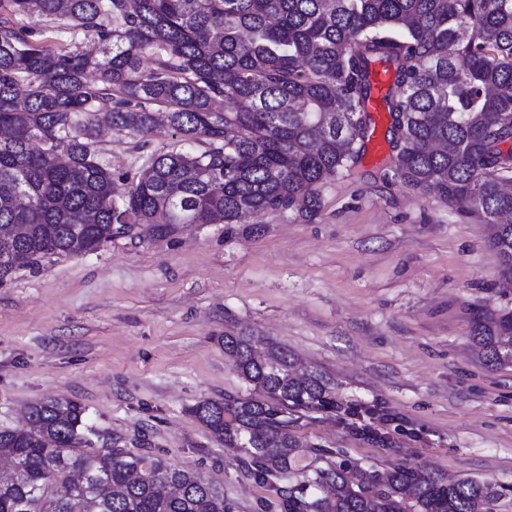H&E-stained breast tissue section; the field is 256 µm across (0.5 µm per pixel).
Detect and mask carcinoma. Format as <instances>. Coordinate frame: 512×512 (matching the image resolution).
I'll return each mask as SVG.
<instances>
[{
  "label": "carcinoma",
  "mask_w": 512,
  "mask_h": 512,
  "mask_svg": "<svg viewBox=\"0 0 512 512\" xmlns=\"http://www.w3.org/2000/svg\"><path fill=\"white\" fill-rule=\"evenodd\" d=\"M21 17L63 22L72 44L31 41ZM96 36L101 54L78 50ZM154 67L144 71V56ZM393 73L384 96L392 172L434 190L492 229L512 277V0H0V232L26 224L0 279L51 256L99 250L119 233L168 236L182 224H239L248 214L321 208L319 187L356 164L372 119L369 75ZM163 109L178 147L153 158L114 198L95 119L135 137ZM471 339L489 367L512 366V311L478 312ZM226 336L224 356L258 395L190 409L238 448L282 512H491L489 489L397 464L305 462L290 433L309 412L336 409V388L298 377L277 348ZM85 409L69 399L28 406L0 429V512H229L224 489L158 454L94 448Z\"/></svg>",
  "instance_id": "carcinoma-1"
}]
</instances>
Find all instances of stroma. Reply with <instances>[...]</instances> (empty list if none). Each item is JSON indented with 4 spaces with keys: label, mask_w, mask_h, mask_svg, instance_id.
Segmentation results:
<instances>
[{
    "label": "stroma",
    "mask_w": 512,
    "mask_h": 512,
    "mask_svg": "<svg viewBox=\"0 0 512 512\" xmlns=\"http://www.w3.org/2000/svg\"><path fill=\"white\" fill-rule=\"evenodd\" d=\"M168 128L98 138L117 191L171 149ZM389 158H361L320 189L312 220L265 212L225 229L117 234L102 250L45 259L0 280V428L34 401L85 409L96 447L156 453L224 489L230 512H280L189 409L252 388L225 336H257L336 384L338 411L299 420L302 444L380 471L409 464L471 478L512 512V367L484 366L479 311L512 310L490 229L436 194L401 184ZM393 415L379 445L349 409Z\"/></svg>",
    "instance_id": "stroma-1"
}]
</instances>
